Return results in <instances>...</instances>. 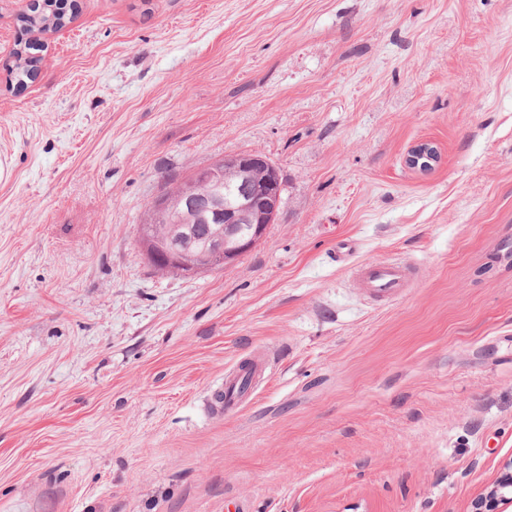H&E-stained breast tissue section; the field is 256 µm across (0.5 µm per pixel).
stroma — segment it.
Masks as SVG:
<instances>
[{"mask_svg": "<svg viewBox=\"0 0 512 512\" xmlns=\"http://www.w3.org/2000/svg\"><path fill=\"white\" fill-rule=\"evenodd\" d=\"M28 4L0 0V512H470L512 456V0H78L20 88ZM243 151L282 180L266 239L157 271L153 198ZM366 261L412 288L373 300ZM15 46L12 52L14 58V68L12 72L15 79H17V84H23L26 82L25 79L29 80L28 74L30 69L34 67V65L38 66L41 62V58L31 55L30 50H33L35 47V42H32V40H26L24 43L21 40L17 42ZM438 159L437 150L429 142L413 146L407 154L406 163L412 168L431 167ZM353 279L370 295L383 300L401 297L410 288V275L393 262H367L354 266ZM263 363L255 361L246 369L236 371L224 378V409H232L235 407L245 391L242 388V381L244 377L250 376L254 378L263 369Z\"/></svg>", "mask_w": 512, "mask_h": 512, "instance_id": "1", "label": "stroma"}]
</instances>
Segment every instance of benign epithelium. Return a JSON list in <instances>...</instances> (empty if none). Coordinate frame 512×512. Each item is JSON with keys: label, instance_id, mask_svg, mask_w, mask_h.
Listing matches in <instances>:
<instances>
[{"label": "benign epithelium", "instance_id": "obj_1", "mask_svg": "<svg viewBox=\"0 0 512 512\" xmlns=\"http://www.w3.org/2000/svg\"><path fill=\"white\" fill-rule=\"evenodd\" d=\"M437 150L429 142L413 146L406 163L412 168L432 166ZM234 185L223 198H200L199 188L211 183ZM281 206L278 169L255 152L222 156L194 170L174 189L158 195L149 207L153 232L140 244L149 262L163 270L195 275L235 263L266 236ZM205 221L217 225L209 244L198 248L184 228ZM512 506V458L502 465L496 482L475 497L472 512H507Z\"/></svg>", "mask_w": 512, "mask_h": 512}]
</instances>
